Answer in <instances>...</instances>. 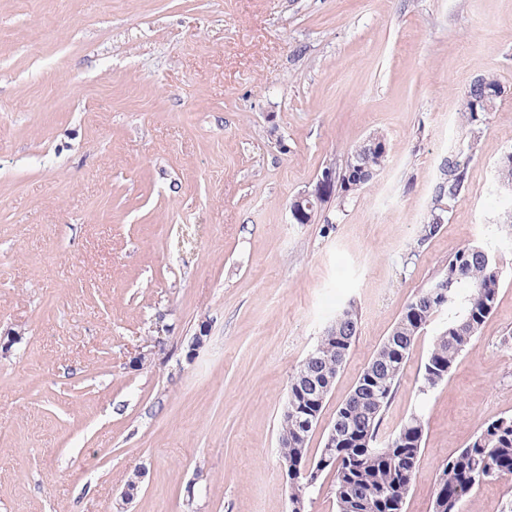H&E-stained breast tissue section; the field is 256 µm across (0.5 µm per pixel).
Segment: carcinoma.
<instances>
[{
	"mask_svg": "<svg viewBox=\"0 0 512 512\" xmlns=\"http://www.w3.org/2000/svg\"><path fill=\"white\" fill-rule=\"evenodd\" d=\"M463 93L459 112L465 151L451 152L443 160L435 183L421 239L436 235L448 220L451 205L469 186V162L485 130L486 114L498 111L501 82L492 73L479 75ZM350 155L355 165L336 167V198L345 201L366 186L384 167L386 140L379 134L355 145ZM502 277L496 259L484 247L468 244L448 260L436 276L405 306L389 336L359 376L352 393L338 406L336 467L337 512H404L406 499L423 452L425 426L413 414L400 430L388 437L379 434L383 415L393 398L418 334L437 313L448 312V325L436 337L423 367L419 392L428 394L451 371L457 357L477 336L492 313ZM359 312L349 303L331 319V332L320 337L296 373L300 374L294 397L299 406L321 414L333 385L357 336ZM303 412L281 416V463L292 467L303 457L313 429L299 420ZM512 478V416L487 422L471 441L443 462L436 475L433 512H459L476 486L486 480Z\"/></svg>",
	"mask_w": 512,
	"mask_h": 512,
	"instance_id": "1",
	"label": "carcinoma"
}]
</instances>
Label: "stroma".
Wrapping results in <instances>:
<instances>
[{
  "label": "stroma",
  "mask_w": 512,
  "mask_h": 512,
  "mask_svg": "<svg viewBox=\"0 0 512 512\" xmlns=\"http://www.w3.org/2000/svg\"><path fill=\"white\" fill-rule=\"evenodd\" d=\"M486 72L512 88V0H0V512H113L137 471L128 512H288L295 368L355 303L314 452L406 304L477 243L503 270L493 312L425 396L447 314L421 332L380 425L422 416L405 512H431L438 466L512 415V96L420 238ZM374 132L384 169L294 223ZM511 504L489 480L462 512Z\"/></svg>",
  "instance_id": "stroma-1"
}]
</instances>
